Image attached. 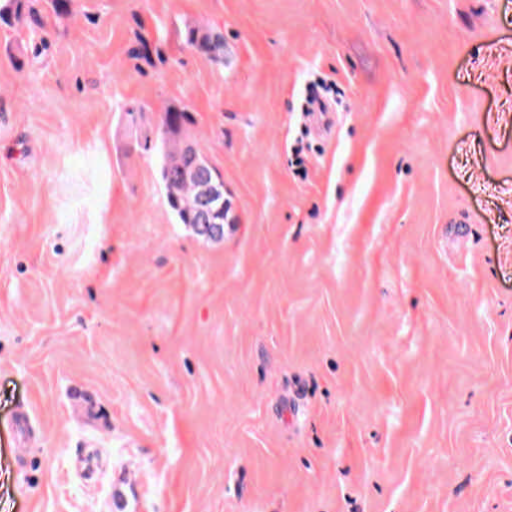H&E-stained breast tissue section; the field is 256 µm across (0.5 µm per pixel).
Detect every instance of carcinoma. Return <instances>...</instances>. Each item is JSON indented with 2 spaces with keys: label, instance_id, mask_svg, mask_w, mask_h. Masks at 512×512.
<instances>
[{
  "label": "carcinoma",
  "instance_id": "carcinoma-1",
  "mask_svg": "<svg viewBox=\"0 0 512 512\" xmlns=\"http://www.w3.org/2000/svg\"><path fill=\"white\" fill-rule=\"evenodd\" d=\"M186 42L213 60L224 56V38L219 33L193 28L188 30ZM189 121L186 110L170 109L165 112L159 133L164 146L161 179L169 207L179 224L196 223L194 190L185 183L184 170L195 158L206 167H211L196 143L185 134V126Z\"/></svg>",
  "mask_w": 512,
  "mask_h": 512
}]
</instances>
